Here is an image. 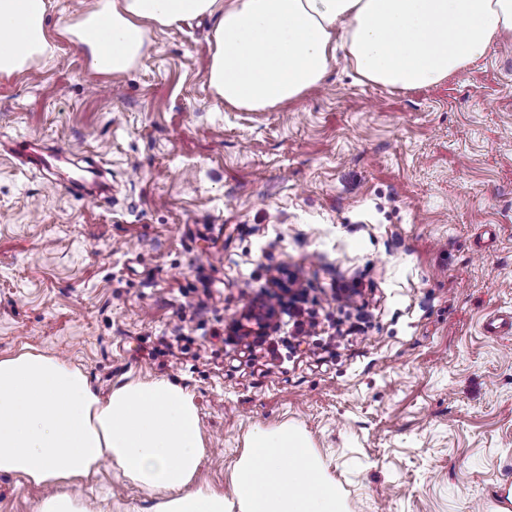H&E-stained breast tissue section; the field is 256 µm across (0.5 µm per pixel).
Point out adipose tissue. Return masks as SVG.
<instances>
[{
  "label": "adipose tissue",
  "instance_id": "1",
  "mask_svg": "<svg viewBox=\"0 0 512 512\" xmlns=\"http://www.w3.org/2000/svg\"><path fill=\"white\" fill-rule=\"evenodd\" d=\"M49 0H0V75L53 46ZM213 18L206 79L225 106L264 111L316 88L337 58L363 81L416 89L512 38V0H99L68 28L99 73L134 67L152 27ZM208 454L193 393L124 376L106 396L77 366L34 349L0 357V474L48 489L37 512H87L68 494L110 467L153 499L151 512H348L300 428H258L224 494L198 479Z\"/></svg>",
  "mask_w": 512,
  "mask_h": 512
}]
</instances>
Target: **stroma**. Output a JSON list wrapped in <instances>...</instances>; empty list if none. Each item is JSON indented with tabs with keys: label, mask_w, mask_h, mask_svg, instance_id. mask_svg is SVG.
<instances>
[{
	"label": "stroma",
	"mask_w": 512,
	"mask_h": 512,
	"mask_svg": "<svg viewBox=\"0 0 512 512\" xmlns=\"http://www.w3.org/2000/svg\"><path fill=\"white\" fill-rule=\"evenodd\" d=\"M96 0H51L54 59L0 78V354L29 346L106 395L126 374L195 395L229 488L254 427L308 435L350 512H491L512 492V39L422 89L343 65L297 102L225 109L204 74L209 21L158 29L137 65L94 73L66 33ZM35 137L54 174L9 152ZM99 161V206L56 188ZM297 271L312 336L231 337ZM374 297L364 315L337 283ZM91 512H145L102 468ZM43 489L0 475V512Z\"/></svg>",
	"instance_id": "35a3bbf8"
}]
</instances>
